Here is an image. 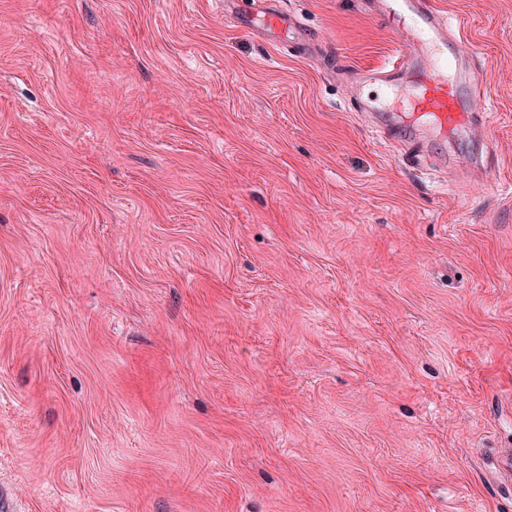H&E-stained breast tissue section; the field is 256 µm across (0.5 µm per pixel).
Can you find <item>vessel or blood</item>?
<instances>
[{
    "mask_svg": "<svg viewBox=\"0 0 512 512\" xmlns=\"http://www.w3.org/2000/svg\"><path fill=\"white\" fill-rule=\"evenodd\" d=\"M379 13L396 19L402 34L387 67L362 74L364 84H379L395 95L371 107L374 123L390 140L430 151L438 142L454 138L461 130L476 133L486 126L477 106L487 88L472 65L478 45L452 36L433 0H379ZM263 29L287 37L289 16L275 0H263ZM450 46V54L439 51Z\"/></svg>",
    "mask_w": 512,
    "mask_h": 512,
    "instance_id": "vessel-or-blood-1",
    "label": "vessel or blood"
}]
</instances>
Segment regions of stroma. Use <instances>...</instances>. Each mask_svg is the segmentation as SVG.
Returning a JSON list of instances; mask_svg holds the SVG:
<instances>
[{
  "label": "stroma",
  "instance_id": "35a3bbf8",
  "mask_svg": "<svg viewBox=\"0 0 512 512\" xmlns=\"http://www.w3.org/2000/svg\"><path fill=\"white\" fill-rule=\"evenodd\" d=\"M0 0V512H512V0L482 172L367 120L362 0ZM261 24L263 29L279 38H288L290 31L289 22L294 27V23L288 14L280 10L276 2H265L261 5Z\"/></svg>",
  "mask_w": 512,
  "mask_h": 512
}]
</instances>
